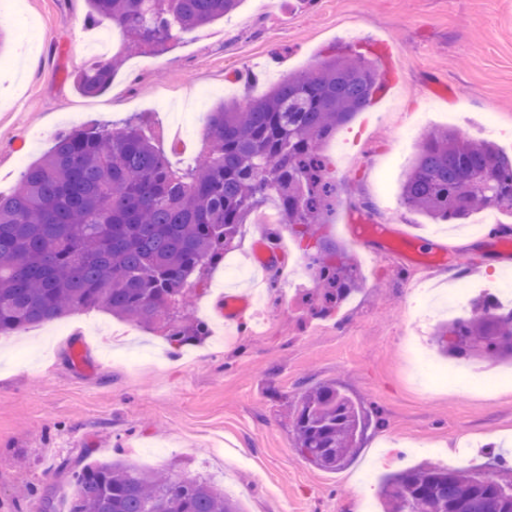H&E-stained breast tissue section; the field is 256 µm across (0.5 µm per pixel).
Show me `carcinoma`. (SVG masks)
Here are the masks:
<instances>
[{
    "label": "carcinoma",
    "mask_w": 512,
    "mask_h": 512,
    "mask_svg": "<svg viewBox=\"0 0 512 512\" xmlns=\"http://www.w3.org/2000/svg\"><path fill=\"white\" fill-rule=\"evenodd\" d=\"M243 0H87L128 43L210 24ZM113 64L88 65L75 80L97 95ZM381 83L374 63L332 55L288 75L259 97L224 99L208 113L206 150L191 169H172L137 125L58 136L0 194V335L99 308L157 329L175 344L208 335L188 316V284L232 248L242 224L269 201L278 223H322L330 193L322 143L362 111ZM406 207L442 223L481 210L512 215V158L487 139L455 129L430 132L401 183ZM333 304L349 269L323 265ZM438 342L455 358L512 359V308L487 297L448 323ZM367 417L334 383L300 394L296 445L316 468L335 472L358 448ZM68 512H239L205 477L180 478L122 459L73 472ZM386 512H512V464L492 472L424 464L388 477Z\"/></svg>",
    "instance_id": "1"
}]
</instances>
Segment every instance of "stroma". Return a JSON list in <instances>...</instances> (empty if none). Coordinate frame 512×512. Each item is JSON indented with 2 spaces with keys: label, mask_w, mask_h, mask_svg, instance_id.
I'll list each match as a JSON object with an SVG mask.
<instances>
[{
  "label": "stroma",
  "mask_w": 512,
  "mask_h": 512,
  "mask_svg": "<svg viewBox=\"0 0 512 512\" xmlns=\"http://www.w3.org/2000/svg\"><path fill=\"white\" fill-rule=\"evenodd\" d=\"M27 20L0 29V193L57 134L140 126L178 170L203 149L208 112L227 97H255L332 54L377 62L387 96L372 101L321 146L336 190L316 232L299 224L242 226L208 269L193 306L214 305V285L245 292L265 283V306L248 305L229 334L184 346L155 330L86 309L0 336V512H31L73 485L63 462L129 459L181 477L205 476L240 512H382L384 480L425 463L493 470L512 457V384L477 390L431 386L403 341L448 323L437 289H465V304L512 285V259L497 245L512 217L485 211L438 224L406 208L401 183L426 135L453 127L512 155V0H244L188 33L126 48L110 18L86 0H0ZM117 61L110 88L78 91L94 61ZM496 114L493 125L485 112ZM388 227L360 245L348 205ZM285 240L283 263L259 267L260 241ZM347 257L352 290L320 314L318 274L283 288L282 272L310 257ZM499 264L498 276L488 274ZM83 360L74 363V347ZM336 383L368 414L359 449L337 472L309 464L293 420L303 389Z\"/></svg>",
  "instance_id": "obj_1"
}]
</instances>
